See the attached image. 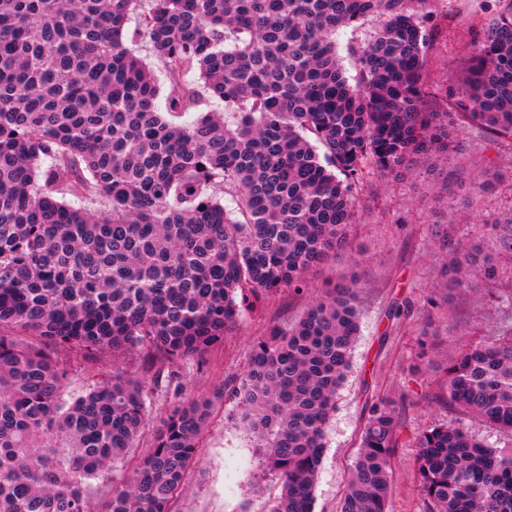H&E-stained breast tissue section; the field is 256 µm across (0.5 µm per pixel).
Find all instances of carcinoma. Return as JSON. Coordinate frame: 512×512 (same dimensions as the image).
Listing matches in <instances>:
<instances>
[{
	"label": "carcinoma",
	"mask_w": 512,
	"mask_h": 512,
	"mask_svg": "<svg viewBox=\"0 0 512 512\" xmlns=\"http://www.w3.org/2000/svg\"><path fill=\"white\" fill-rule=\"evenodd\" d=\"M429 4L0 0V512H91L87 480L145 427L136 378L93 377L65 399L68 358L135 355L151 370L206 355L347 248L366 168L437 180L462 130L512 140V11L483 29L454 93L431 77ZM133 14L167 76L163 112L126 45ZM370 17L352 83L334 36ZM205 91L224 112L181 122ZM480 223L512 254V211ZM442 246L428 306L498 275L481 241ZM362 288L330 283L270 326L229 388L280 480L271 512H314ZM421 357L441 371L436 402L512 437V325L442 366ZM209 416L205 400L175 406L97 512H171ZM403 428L396 406L370 405L340 512H388ZM413 442L424 512H512V454L446 423Z\"/></svg>",
	"instance_id": "1"
}]
</instances>
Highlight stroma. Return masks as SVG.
Wrapping results in <instances>:
<instances>
[{
    "mask_svg": "<svg viewBox=\"0 0 512 512\" xmlns=\"http://www.w3.org/2000/svg\"><path fill=\"white\" fill-rule=\"evenodd\" d=\"M511 7L512 0H432L427 29L435 77L459 87L469 66L468 45ZM447 167L448 188L443 192L423 175L388 183L369 176L360 194L362 220L352 226L346 251L310 273L304 293L282 290L263 308L245 315L223 349L174 365L175 385H154L138 358L127 359L126 370L145 383L147 430H155L179 401L202 397L211 403L200 459L172 512H269L277 480L261 468L260 450L241 428L237 402L225 394L224 386L243 370L253 341L272 324L297 320L332 277L357 276L365 290L352 368L327 428L314 512H339L367 407L383 398L399 408L408 436L448 422L499 451L512 450V437L439 406L433 397L438 377L413 368L426 316L449 328L434 339L435 358L441 363L470 342L496 335L500 321L512 317V309L491 294L492 287L512 286V258L507 256L496 259L500 276L495 285L478 283L474 290L454 295L444 309L426 304L444 263L432 227L447 230L451 238L468 236L488 246L490 218L512 210L511 143L464 130L458 147L448 154ZM486 169L495 175L492 187L469 196L468 182ZM401 303L404 316L393 318L394 305ZM415 452L411 444L398 451L390 474L391 512H423L411 465Z\"/></svg>",
    "mask_w": 512,
    "mask_h": 512,
    "instance_id": "stroma-1",
    "label": "stroma"
}]
</instances>
